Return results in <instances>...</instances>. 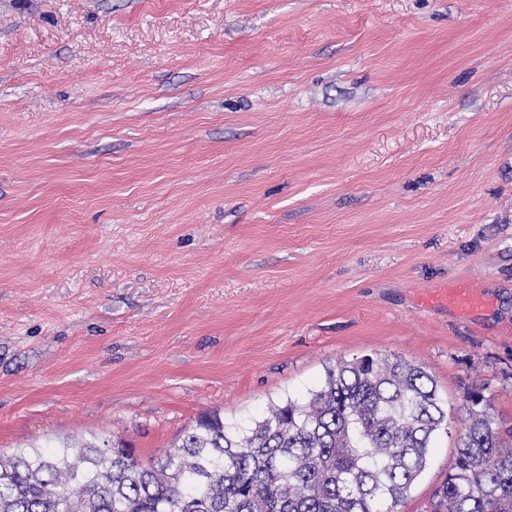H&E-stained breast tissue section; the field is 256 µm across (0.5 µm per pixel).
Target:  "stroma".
I'll use <instances>...</instances> for the list:
<instances>
[{
  "label": "stroma",
  "mask_w": 512,
  "mask_h": 512,
  "mask_svg": "<svg viewBox=\"0 0 512 512\" xmlns=\"http://www.w3.org/2000/svg\"><path fill=\"white\" fill-rule=\"evenodd\" d=\"M368 354L449 410L426 512L468 387L512 432V0H0L1 454Z\"/></svg>",
  "instance_id": "stroma-1"
}]
</instances>
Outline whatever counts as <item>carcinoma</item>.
Returning a JSON list of instances; mask_svg holds the SVG:
<instances>
[{"label":"carcinoma","mask_w":512,"mask_h":512,"mask_svg":"<svg viewBox=\"0 0 512 512\" xmlns=\"http://www.w3.org/2000/svg\"><path fill=\"white\" fill-rule=\"evenodd\" d=\"M459 416L429 512H512V443L482 388L467 389ZM443 431L448 411L422 367L364 355L252 427L201 416L148 465L120 440L0 455V512H398Z\"/></svg>","instance_id":"1"}]
</instances>
